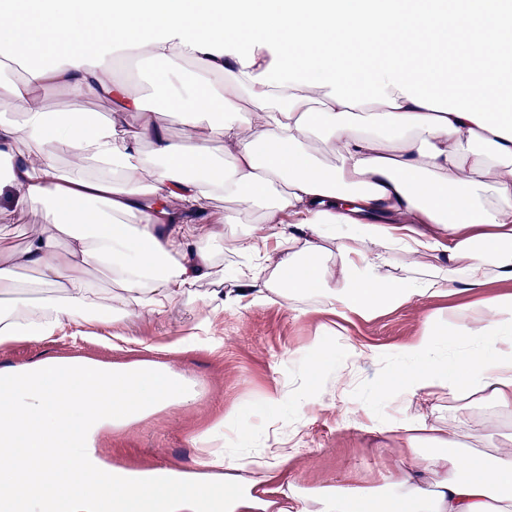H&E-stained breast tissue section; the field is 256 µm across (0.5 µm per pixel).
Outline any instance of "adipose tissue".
Instances as JSON below:
<instances>
[{
	"label": "adipose tissue",
	"mask_w": 512,
	"mask_h": 512,
	"mask_svg": "<svg viewBox=\"0 0 512 512\" xmlns=\"http://www.w3.org/2000/svg\"><path fill=\"white\" fill-rule=\"evenodd\" d=\"M6 10L0 56L27 70L0 75V98L21 110L20 121L0 118V196L10 202L0 221L13 208L41 211L22 249L0 250V345L66 329L79 338L102 308L121 320L164 314L212 277L225 225L257 207L264 231L244 232L238 249L281 258L253 305L275 296L293 309L312 296L368 316L457 283L512 281V0H8ZM141 57L162 62L155 95L193 147L113 78L114 59ZM188 61L197 73L186 87ZM53 83L120 114L46 111L33 90ZM281 87L288 100L277 105ZM124 112L137 113L136 129ZM316 139L336 147V165L310 151ZM219 196L237 209L213 216ZM418 255L433 259L430 273L415 274ZM392 264L404 279L385 277ZM90 266L105 268L113 292L98 289ZM22 268L50 294L17 308ZM444 346L458 350L450 370L437 357ZM402 358L406 371L379 378V394L409 404L445 390L511 413L512 295L428 317ZM197 396L155 362L0 369V512H200L205 500L216 512H266V500L235 487L254 469L287 466L280 441L260 459L210 454L161 487L107 461L100 441L112 429ZM468 430L423 416L391 425L411 463L380 486L342 482L278 512H358L370 501L381 512H512V436L496 457L464 456Z\"/></svg>",
	"instance_id": "obj_1"
}]
</instances>
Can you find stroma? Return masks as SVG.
I'll list each match as a JSON object with an SVG mask.
<instances>
[{"label":"stroma","mask_w":512,"mask_h":512,"mask_svg":"<svg viewBox=\"0 0 512 512\" xmlns=\"http://www.w3.org/2000/svg\"><path fill=\"white\" fill-rule=\"evenodd\" d=\"M160 73L155 64L134 74L123 61L114 68L115 78L149 110L158 107L154 83ZM261 215L256 209L245 214L242 223L225 226L224 246L215 257L223 276L187 288L165 314L141 315L119 331L109 323H90L88 339L78 343L61 334L41 342L3 345L0 368L70 357L107 364L154 361L192 380L199 391L194 404L153 414L103 440L118 467L193 469L197 437L231 413L237 426L257 431L252 450L261 449L259 433L268 422L287 434L293 449L288 468L262 469L253 475L258 490L267 491L276 502L309 496L347 478L366 485L381 482L404 457L403 448L384 427L404 421L405 414L399 400L377 394L374 384L379 371H404L401 350L418 336L425 317L479 298L512 295V282L494 281L477 292L457 287L448 295L417 299L369 317L322 310L311 298L297 310L278 300L249 306L234 300L239 288L249 285L234 274L240 262L237 239L245 229L257 226ZM217 291L226 296V303L210 302V295ZM203 319L209 322L206 347L174 354L158 351V344L195 334ZM316 336L324 337L332 350L316 383L325 406L302 414L296 401L281 399L280 394L300 384L302 364L310 357L309 345ZM350 340L364 346L365 357L349 360L346 343ZM148 341L153 344L149 350L144 347ZM340 375L345 378L341 396L333 389ZM424 407L432 419L469 420L478 437L512 432V415L469 408L445 394L425 401Z\"/></svg>","instance_id":"35a3bbf8"}]
</instances>
